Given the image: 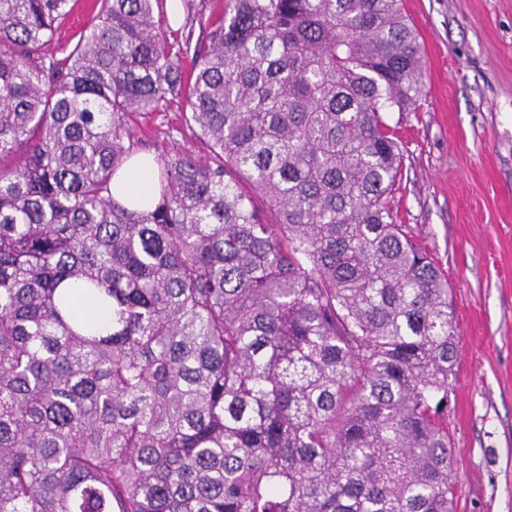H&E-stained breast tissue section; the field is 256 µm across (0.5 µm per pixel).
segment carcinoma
<instances>
[{
  "mask_svg": "<svg viewBox=\"0 0 512 512\" xmlns=\"http://www.w3.org/2000/svg\"><path fill=\"white\" fill-rule=\"evenodd\" d=\"M181 2L102 0L58 58L71 0H0V512H452L402 0ZM180 97L206 156L119 204L127 119Z\"/></svg>",
  "mask_w": 512,
  "mask_h": 512,
  "instance_id": "cac0c4a2",
  "label": "carcinoma"
}]
</instances>
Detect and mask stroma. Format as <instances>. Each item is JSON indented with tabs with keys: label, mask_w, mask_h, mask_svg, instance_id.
Instances as JSON below:
<instances>
[{
	"label": "stroma",
	"mask_w": 512,
	"mask_h": 512,
	"mask_svg": "<svg viewBox=\"0 0 512 512\" xmlns=\"http://www.w3.org/2000/svg\"><path fill=\"white\" fill-rule=\"evenodd\" d=\"M425 72L384 119L404 152L389 199L448 278L459 327L448 433L455 512H512V0H403ZM181 99L135 114L137 152L197 150Z\"/></svg>",
	"instance_id": "stroma-1"
}]
</instances>
